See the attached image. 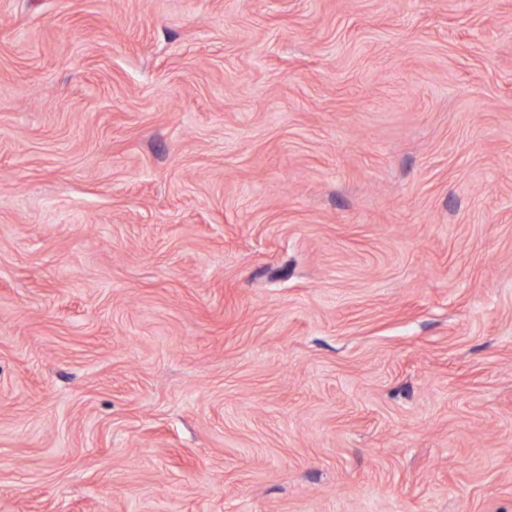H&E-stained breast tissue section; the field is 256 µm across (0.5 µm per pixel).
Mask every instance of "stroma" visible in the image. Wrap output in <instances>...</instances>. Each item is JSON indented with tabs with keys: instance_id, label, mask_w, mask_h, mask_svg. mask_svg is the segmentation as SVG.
Here are the masks:
<instances>
[{
	"instance_id": "obj_1",
	"label": "stroma",
	"mask_w": 512,
	"mask_h": 512,
	"mask_svg": "<svg viewBox=\"0 0 512 512\" xmlns=\"http://www.w3.org/2000/svg\"><path fill=\"white\" fill-rule=\"evenodd\" d=\"M0 512H512V0H0Z\"/></svg>"
}]
</instances>
